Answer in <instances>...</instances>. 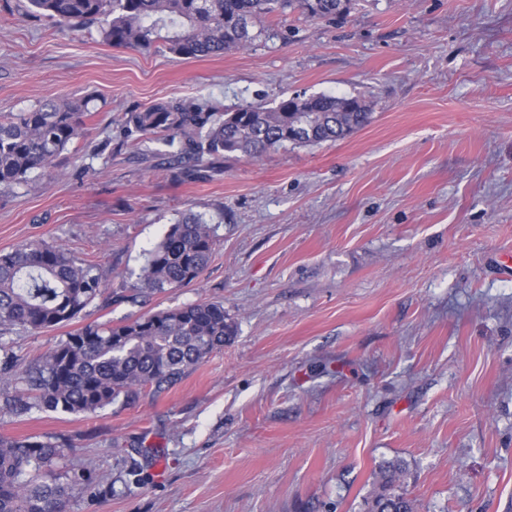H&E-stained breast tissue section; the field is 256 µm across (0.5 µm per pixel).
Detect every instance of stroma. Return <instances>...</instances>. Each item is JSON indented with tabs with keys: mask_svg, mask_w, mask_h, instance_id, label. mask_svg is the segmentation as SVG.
Listing matches in <instances>:
<instances>
[{
	"mask_svg": "<svg viewBox=\"0 0 512 512\" xmlns=\"http://www.w3.org/2000/svg\"><path fill=\"white\" fill-rule=\"evenodd\" d=\"M358 97L372 122L178 182L124 112ZM85 100L58 171L0 189V251L60 244L111 300L40 334L0 328L20 365L85 324L220 302L237 333L170 389L91 417L15 415L0 435L71 444L106 494L70 512H368L380 465L415 512H512V0H352L250 46L185 59L114 47L0 0V113ZM110 140L111 156L94 155ZM215 231L190 284L127 299L181 213Z\"/></svg>",
	"mask_w": 512,
	"mask_h": 512,
	"instance_id": "stroma-1",
	"label": "stroma"
}]
</instances>
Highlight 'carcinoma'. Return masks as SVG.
<instances>
[{
    "instance_id": "1",
    "label": "carcinoma",
    "mask_w": 512,
    "mask_h": 512,
    "mask_svg": "<svg viewBox=\"0 0 512 512\" xmlns=\"http://www.w3.org/2000/svg\"><path fill=\"white\" fill-rule=\"evenodd\" d=\"M351 0H25L23 15L58 25L100 23L112 46L149 49L162 41L186 59L221 56L252 44V28L264 17L299 11L336 20ZM88 103L43 101L0 114V188L10 189L38 172L51 174L68 146L90 134ZM370 105L358 97L319 94L289 97L267 107L246 103L231 112L194 102H158L125 112L127 138L148 139L182 164L177 181L215 171L226 153L259 158L286 143L336 142L369 125ZM215 235L203 216L185 212L145 254L137 280L144 292L196 280L209 264ZM96 265L43 241L0 252V327L38 334L69 324L102 294ZM236 328L219 302H203L122 321L89 323L50 348L25 369L0 358V375L24 388L6 399L18 416L50 411L92 415L142 391L160 393L180 381L212 353L224 348ZM64 445L48 437H0V512H68L80 491L102 494L93 473L72 462L58 472ZM403 472L398 461L381 466V492L370 512H414L413 501L391 492Z\"/></svg>"
}]
</instances>
